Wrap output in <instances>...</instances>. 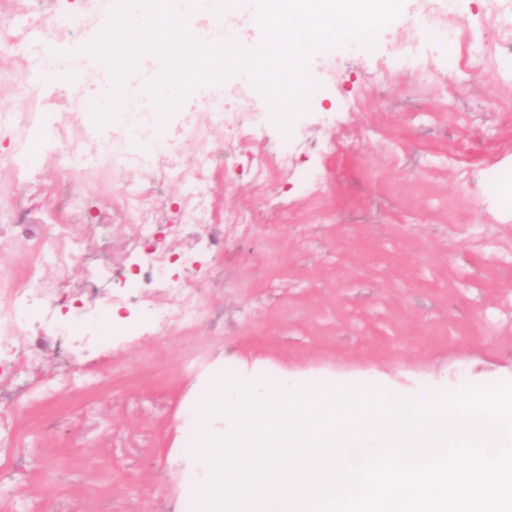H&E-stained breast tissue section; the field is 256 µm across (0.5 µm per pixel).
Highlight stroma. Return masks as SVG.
Returning a JSON list of instances; mask_svg holds the SVG:
<instances>
[{
    "instance_id": "1",
    "label": "stroma",
    "mask_w": 512,
    "mask_h": 512,
    "mask_svg": "<svg viewBox=\"0 0 512 512\" xmlns=\"http://www.w3.org/2000/svg\"><path fill=\"white\" fill-rule=\"evenodd\" d=\"M458 23L490 52L464 67L459 43L436 42L419 60L427 74L385 65L402 20L374 47L327 48L309 75L318 85L289 132L258 129L268 156L288 151V171L254 180L248 148L227 144L219 160V211H248L246 231L191 225L166 238L170 254L194 253L187 281L207 287L205 312L187 332L130 336L89 356L30 338L29 372L54 383L49 403L0 398V426L22 449L20 482L0 485V512H193L190 460L181 445L188 417L202 413V379L248 370L260 384L358 387L399 397L466 384L512 381V213L487 186L512 176V50L465 0ZM51 149L8 188L19 223H0V278L18 275L28 246L57 231L52 202L61 184ZM117 188L86 198L96 225L85 263L42 274L71 305L92 289L85 265L129 273L113 248L123 233ZM77 370L93 389L64 382Z\"/></svg>"
}]
</instances>
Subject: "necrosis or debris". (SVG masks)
<instances>
[{"label": "necrosis or debris", "mask_w": 512, "mask_h": 512, "mask_svg": "<svg viewBox=\"0 0 512 512\" xmlns=\"http://www.w3.org/2000/svg\"><path fill=\"white\" fill-rule=\"evenodd\" d=\"M47 0H31L22 13V21L0 31V42L6 47L0 54V81L13 84L18 106L13 111L0 113V132L13 141V152L0 157V188L14 182L20 173L35 160L31 143L47 139L54 145L63 170L89 174L84 194L70 193L60 206V213L68 217L49 247L54 265L60 274H67L70 266L81 261L84 247L93 228L88 224L73 223L72 218L82 207L85 194L95 192L105 184H116L122 189L114 202L116 209L127 215L122 242L135 249L150 243L156 234L155 198L158 188L151 181L155 157L171 154L184 145L195 147L190 167L173 162L168 180L183 186L180 224L171 227L178 234L180 225L209 224L213 221L210 200L217 180L214 145L227 143L230 135L225 127L226 108H235L239 138L251 135L252 127L261 122L257 101L247 89H239L234 100H227L221 89H212L205 109V124L197 126L192 116H185L171 137L156 136L152 108L145 95H138V110L131 120L105 128H97L92 111L94 90L67 83L54 88L43 86L35 74L36 62L23 52L24 45L39 33L47 18L44 9ZM76 10L58 11L55 41L49 42L46 52L55 57L58 67H79L76 59L61 57L57 40L72 32L91 37L103 18V0H77ZM461 12L458 0H446L443 8L432 13L411 14L406 20V38L389 50L392 65L407 66L418 49L428 45L432 32L446 35L448 41L465 39V29L453 26L452 21ZM152 143L154 150L139 151L140 143ZM144 283L164 280L170 292L182 294L186 305L181 313L182 327L193 325L201 311L200 289L187 282L169 278L167 255L152 252L142 273ZM52 290L39 275L38 264L29 265L18 278L0 281V385L15 382L23 372L19 362L20 350L15 338L29 335L32 326L43 332L67 335L69 318L57 317L47 310Z\"/></svg>", "instance_id": "obj_1"}]
</instances>
